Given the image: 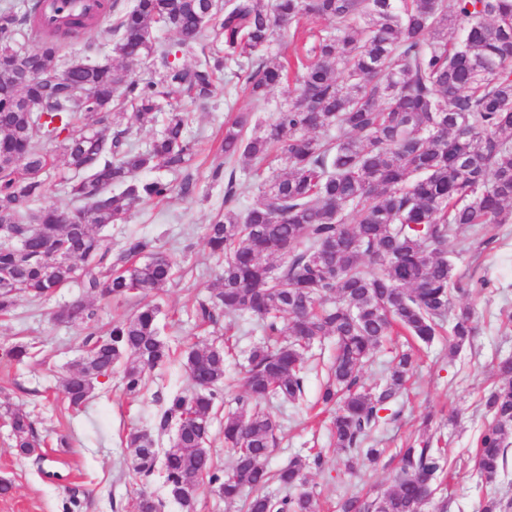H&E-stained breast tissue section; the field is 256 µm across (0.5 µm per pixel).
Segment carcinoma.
<instances>
[{"instance_id": "cac0c4a2", "label": "carcinoma", "mask_w": 512, "mask_h": 512, "mask_svg": "<svg viewBox=\"0 0 512 512\" xmlns=\"http://www.w3.org/2000/svg\"><path fill=\"white\" fill-rule=\"evenodd\" d=\"M91 2L68 10L53 2L43 13L38 0L22 11L0 7V226L14 235L0 242V314L20 295L43 299L77 282L85 298L57 318L89 325L93 301L169 284L174 263L150 240L131 235L115 253L94 231L124 221L137 203L167 199L170 183L141 174L185 170L195 154L186 115L175 108L161 135L141 148L131 144L134 127L152 123L175 92L206 102L226 74L245 75V90L258 102L294 78L286 107L264 118L239 112L225 123L224 163L210 175L224 183V216L207 225L206 243L224 266L218 287L192 314L201 326L222 315L257 323L264 342L249 352L243 392L232 397L224 384L230 347L194 345L182 358L192 391L171 394L159 417V429H175L178 443L157 448L136 429L126 447L135 449L136 474L187 489L177 500L181 512H196L204 484L226 502L244 499V512H320L305 471L321 468L323 454L270 469L280 425L266 404L301 400L312 349L333 340L321 395L336 406L332 436L349 457L374 461L381 451L370 438L380 411L406 388L415 363L414 353L398 352L388 379L364 387L359 373L384 338L397 328L427 344L450 314L449 352L473 336L472 308L455 303L469 284L456 277L444 246L463 229L484 244L487 226L512 224V0H222L218 8L209 0ZM304 18L327 27L296 61L254 58L278 26ZM107 19L111 59L57 66L65 46ZM157 27L175 31L177 41L157 40ZM25 29L38 35L30 54L7 52ZM208 32L207 48L200 39ZM142 58L159 79L130 76L127 63ZM45 69L90 92L82 109L25 77ZM27 99L45 103L43 111H27ZM332 129L336 137L318 136ZM57 150L73 171L67 193L82 203L73 211L47 201L44 170ZM272 155L285 171L256 186L234 166L244 158L258 173ZM250 193L253 202L240 208ZM158 316L146 304L109 331L88 333L64 380L69 403L82 405L100 377L114 374L125 394H139L170 358ZM285 333L290 340L278 342ZM226 402L236 409L224 417L229 460L220 470L206 445L214 410ZM483 405L491 422L475 464L493 483L512 443V358L498 364ZM8 418L14 447L42 457L29 414L13 410ZM396 459L391 489L372 500L347 493L341 512H423L442 498L448 457L439 440L410 441Z\"/></svg>"}]
</instances>
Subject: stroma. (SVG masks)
I'll return each instance as SVG.
<instances>
[{"label": "stroma", "mask_w": 512, "mask_h": 512, "mask_svg": "<svg viewBox=\"0 0 512 512\" xmlns=\"http://www.w3.org/2000/svg\"><path fill=\"white\" fill-rule=\"evenodd\" d=\"M287 103V87L273 88L267 101L258 103L242 92L235 79L220 87L207 103L182 99L186 134L201 154L187 173L162 170L158 176L175 188L184 176H192L197 184L195 195L175 192L167 201L136 205L124 223L102 229L118 245L131 234L152 240L157 251L175 262L176 278L147 296L98 303L99 330L109 329L143 304H154L160 308L161 334L174 349L230 341L235 357L229 371H239L247 350L262 339L252 332L247 317L228 326L199 328L191 317L193 304L209 296L219 274V263L209 254L204 232L224 211V187L211 183L209 174L222 160L217 149L229 111L267 113ZM468 237V232H461L449 239L447 249L461 251L455 273L475 284L464 301L475 310L477 334L453 357L443 338L422 347L408 390L380 413L381 422L373 435L375 447L383 451L377 462L362 457L347 461L330 438L331 411L318 398L324 369L334 353L332 343L315 349L300 404H272L281 428L278 448L268 465L277 469L290 457L322 449L323 464L309 469L307 483L319 498L322 512H337L344 491L372 499L390 489L395 475L393 455L409 436L417 435L428 413L434 416L432 432L447 442L448 512H480L490 498L507 502L506 512H512V455L491 484L474 467L477 440L489 419L481 398L494 380L497 363L512 358V224L502 225L490 243L465 253L461 246ZM82 295L73 283L42 301L19 298L8 315H0V479L13 485L8 495L0 496V512H136L143 489L163 499L161 512H180L167 499L161 478L144 483L134 474L133 451L127 448L125 437L133 429L155 432L157 415L168 395L189 391L187 374L175 356L154 372L140 395H125L113 378L100 385L85 405L70 406L62 383L81 352L86 328L58 322L54 313ZM17 342L35 343L36 357L23 363L8 357L7 349ZM15 408L30 412L41 442L40 457L19 454L14 448L7 413ZM63 438L68 441L64 447L59 444Z\"/></svg>", "instance_id": "35a3bbf8"}]
</instances>
